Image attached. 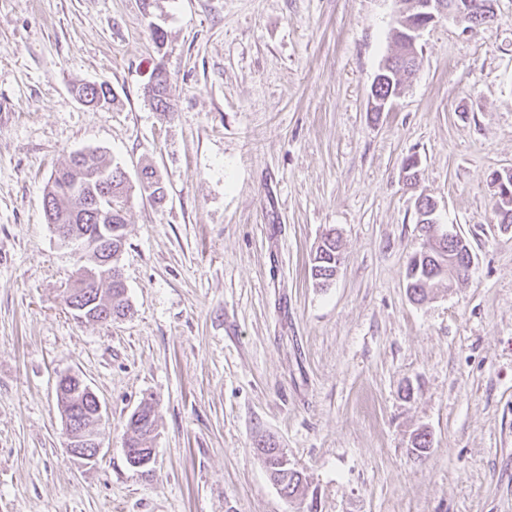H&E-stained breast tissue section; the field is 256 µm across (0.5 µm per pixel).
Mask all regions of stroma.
Wrapping results in <instances>:
<instances>
[{
    "mask_svg": "<svg viewBox=\"0 0 512 512\" xmlns=\"http://www.w3.org/2000/svg\"><path fill=\"white\" fill-rule=\"evenodd\" d=\"M404 7L0 0V512H306L263 446L304 471L318 512H512V232L490 221V176L512 168V0L480 28L430 25L377 116ZM159 65L165 114L146 94ZM100 82L109 107L73 91ZM87 148L133 182L152 164L166 190L130 197V309L109 322L65 307L77 260L43 211L51 173ZM420 193L474 266L418 304ZM331 228L345 260L319 288ZM66 373L103 406L93 465L65 451ZM146 397L155 455L136 468L124 424ZM402 64L400 67H398V62L393 64L392 67L388 66V70L384 72V77L381 81H379L378 85L376 86L375 95L381 98H376V103L378 105V108L380 109V112H388L392 105L393 98L398 97L399 95L393 96L396 91L400 88L402 85V79H401V69L405 72H407L406 64H412L413 66H416V64L413 61V58H401ZM393 97H390V96ZM387 96V97H386ZM386 97V98H384ZM340 247L336 229H330L321 238L315 250V263L311 267V276L319 288L326 287L334 280L338 269L336 263L341 262L336 249ZM264 467L273 485L286 499H296L302 493L306 476L294 465L280 448H259Z\"/></svg>",
    "mask_w": 512,
    "mask_h": 512,
    "instance_id": "stroma-1",
    "label": "stroma"
}]
</instances>
